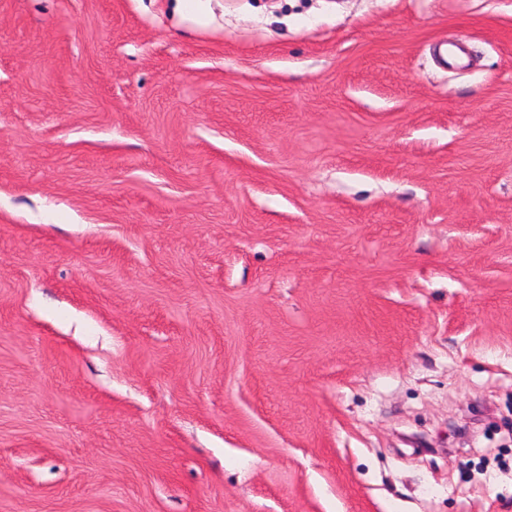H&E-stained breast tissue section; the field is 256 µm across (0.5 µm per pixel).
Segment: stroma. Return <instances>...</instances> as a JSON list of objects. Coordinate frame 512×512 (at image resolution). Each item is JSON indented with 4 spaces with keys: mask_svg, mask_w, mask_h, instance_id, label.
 I'll list each match as a JSON object with an SVG mask.
<instances>
[{
    "mask_svg": "<svg viewBox=\"0 0 512 512\" xmlns=\"http://www.w3.org/2000/svg\"><path fill=\"white\" fill-rule=\"evenodd\" d=\"M209 8L0 0V512H512V0Z\"/></svg>",
    "mask_w": 512,
    "mask_h": 512,
    "instance_id": "obj_1",
    "label": "stroma"
}]
</instances>
